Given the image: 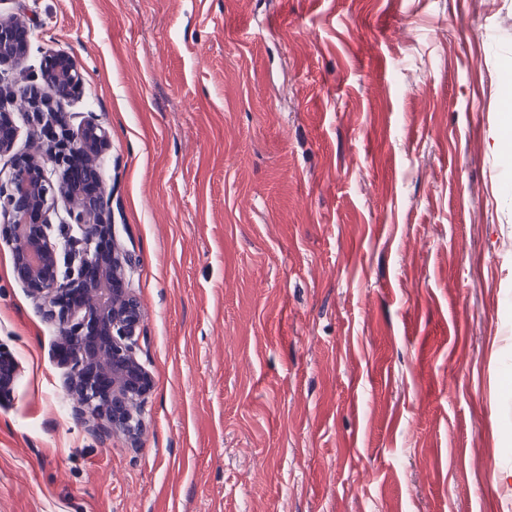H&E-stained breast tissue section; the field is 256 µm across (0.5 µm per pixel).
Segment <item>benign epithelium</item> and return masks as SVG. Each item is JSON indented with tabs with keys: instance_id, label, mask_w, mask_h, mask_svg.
Listing matches in <instances>:
<instances>
[{
	"instance_id": "7a95c632",
	"label": "benign epithelium",
	"mask_w": 512,
	"mask_h": 512,
	"mask_svg": "<svg viewBox=\"0 0 512 512\" xmlns=\"http://www.w3.org/2000/svg\"><path fill=\"white\" fill-rule=\"evenodd\" d=\"M14 26L0 22V64L22 65L27 46L12 36ZM82 84L77 63L68 55L47 56L41 83L18 84L13 105L29 124L46 133V160L63 169L58 183L45 163L18 155L6 178H0V238L13 248L14 266L29 293L42 302L47 323L68 349L74 371L70 391L77 396L73 418L100 437L119 430L137 434L142 426L139 406L153 380L136 357L143 313L132 292L120 285L122 264L116 250L115 225L109 198L88 197L64 172L69 155L87 160L85 177L100 184L99 157L109 133L90 118L74 130L57 98ZM16 129L10 113H0V151L10 147ZM61 197L67 205L68 239L51 240L49 213ZM19 366L0 346V400L13 392Z\"/></svg>"
}]
</instances>
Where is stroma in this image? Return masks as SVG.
Returning <instances> with one entry per match:
<instances>
[{
	"label": "stroma",
	"instance_id": "obj_1",
	"mask_svg": "<svg viewBox=\"0 0 512 512\" xmlns=\"http://www.w3.org/2000/svg\"><path fill=\"white\" fill-rule=\"evenodd\" d=\"M111 139L154 379L89 434L0 271V512H512V0H0ZM19 375V366L10 351L0 345V401L10 396Z\"/></svg>",
	"mask_w": 512,
	"mask_h": 512
}]
</instances>
